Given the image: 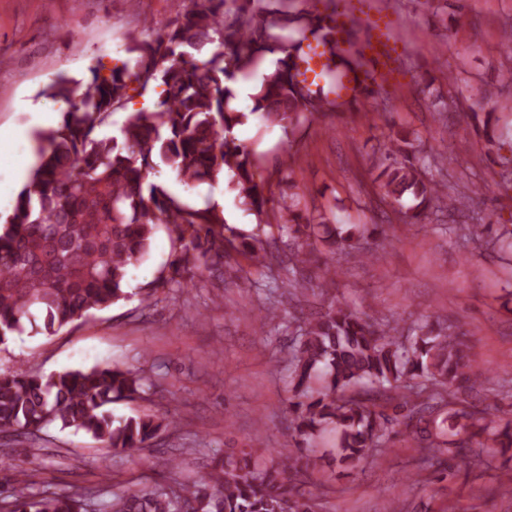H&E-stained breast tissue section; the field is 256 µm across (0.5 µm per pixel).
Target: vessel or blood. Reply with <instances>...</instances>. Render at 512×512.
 Segmentation results:
<instances>
[{
  "instance_id": "vessel-or-blood-1",
  "label": "vessel or blood",
  "mask_w": 512,
  "mask_h": 512,
  "mask_svg": "<svg viewBox=\"0 0 512 512\" xmlns=\"http://www.w3.org/2000/svg\"><path fill=\"white\" fill-rule=\"evenodd\" d=\"M329 23L337 38L348 32L363 31L364 53L368 60L366 69L342 75L333 87L335 97L353 99L364 86L375 83L400 84L404 72L400 66L407 53V46L398 36L399 20L395 13L376 7L374 0H336V10ZM326 62L316 43L303 49L296 65L306 82L317 81Z\"/></svg>"
}]
</instances>
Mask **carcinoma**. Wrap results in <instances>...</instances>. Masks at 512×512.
I'll use <instances>...</instances> for the list:
<instances>
[{
	"label": "carcinoma",
	"mask_w": 512,
	"mask_h": 512,
	"mask_svg": "<svg viewBox=\"0 0 512 512\" xmlns=\"http://www.w3.org/2000/svg\"><path fill=\"white\" fill-rule=\"evenodd\" d=\"M272 0H193L153 38H127L128 59L103 73L89 69V81L75 95L76 81L57 76L45 94L67 104L57 126L37 136V164L19 191L12 213L0 226V344L41 318L51 336L93 311L127 298L132 268L144 259L157 227L170 232L173 259L145 287L144 302L205 281L224 286V277L243 271L247 261L257 275L278 268L286 277L267 296L266 317L276 316L283 300L297 308L300 296L316 287L329 291L335 281L317 285L307 266L336 259L375 261L370 238L386 234L382 224H340L313 213L305 195L289 192L274 199L258 181L259 160L238 142L234 130L253 119L293 129L300 120L334 112L342 103L299 79L295 59L315 41L327 56L321 74L330 84L338 71L365 65L358 47L341 49L327 15L276 11ZM212 51L199 67L191 51ZM341 53H336V49ZM280 53L276 69L252 94L248 112L234 107L240 75L259 69L267 55ZM161 88L157 99L128 115L120 135L103 127L123 111L133 95ZM441 153H424L414 133L393 132L374 165L380 170L381 200L395 207L404 224H420L432 213L465 203L466 195L428 178L446 164ZM163 165L186 186L226 181L239 208L258 220V232L244 235L224 222L216 206L192 205L148 181ZM412 198L407 206L404 199ZM445 231L458 237L487 235L493 248L512 229L492 224H454ZM294 241L280 251L278 237ZM289 348L288 397L293 444L287 453L261 467L253 452L242 450L215 460L190 489L157 485L137 493L112 494L105 512H315L312 497L300 491L297 477L318 467L310 447L323 434L336 438L337 467L354 469L364 459H383L392 418L385 404L395 400L405 412V430L420 452L418 471L442 466L459 473L492 441L512 449V417L469 405L450 404L471 387L477 372L459 328L439 319L406 328L384 322L375 313L353 311L335 300L298 318ZM144 376L117 366L94 365L51 376L31 371L0 373V437L32 435L56 423L92 436L114 452H136L175 421L145 414L117 417L109 409L119 400L146 392ZM14 468L11 490L0 495V512H89L98 496L91 486L67 493L33 492L34 476Z\"/></svg>",
	"instance_id": "obj_1"
}]
</instances>
